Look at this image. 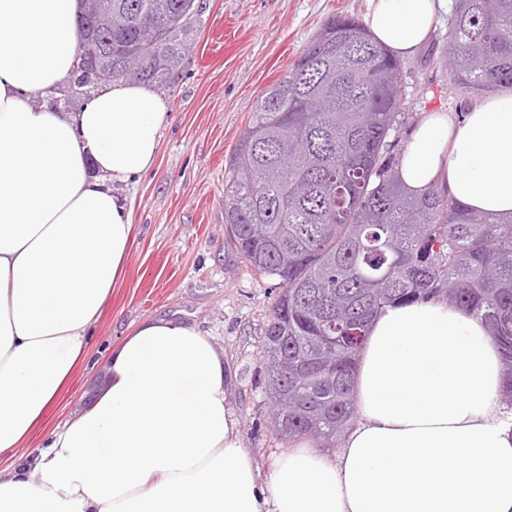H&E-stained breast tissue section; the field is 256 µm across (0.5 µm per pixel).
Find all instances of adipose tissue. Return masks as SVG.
Returning a JSON list of instances; mask_svg holds the SVG:
<instances>
[{
  "label": "adipose tissue",
  "mask_w": 512,
  "mask_h": 512,
  "mask_svg": "<svg viewBox=\"0 0 512 512\" xmlns=\"http://www.w3.org/2000/svg\"><path fill=\"white\" fill-rule=\"evenodd\" d=\"M365 24L407 58L448 0H370ZM77 0H0V512H512V412L486 325L436 297L385 307L334 456L301 439L261 476L196 325L143 322L112 349L93 402L19 449L84 360L129 252L118 184L155 165L167 104L121 80L79 112L30 99L69 79ZM404 185L512 216V92L422 113Z\"/></svg>",
  "instance_id": "adipose-tissue-1"
}]
</instances>
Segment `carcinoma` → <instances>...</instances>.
Returning a JSON list of instances; mask_svg holds the SVG:
<instances>
[{
	"label": "carcinoma",
	"instance_id": "1",
	"mask_svg": "<svg viewBox=\"0 0 512 512\" xmlns=\"http://www.w3.org/2000/svg\"><path fill=\"white\" fill-rule=\"evenodd\" d=\"M195 0H81L77 53L112 43V79L163 84L182 63ZM448 95L512 88V0H455ZM403 64L355 18L327 20L252 106L227 164V243L277 280L264 332L277 435L339 446L357 358L382 308L444 296L489 328L512 370V219L443 191L407 192L396 133Z\"/></svg>",
	"mask_w": 512,
	"mask_h": 512
}]
</instances>
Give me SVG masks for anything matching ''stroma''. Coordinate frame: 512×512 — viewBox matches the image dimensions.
Instances as JSON below:
<instances>
[{
  "mask_svg": "<svg viewBox=\"0 0 512 512\" xmlns=\"http://www.w3.org/2000/svg\"><path fill=\"white\" fill-rule=\"evenodd\" d=\"M187 25L188 51L159 94L168 105L156 164L123 193L136 226L109 304L80 362L44 424L23 449L88 405L106 358L141 322L170 317L193 323L224 355L228 394L243 440L262 473L288 440L273 431L264 405L261 347L274 301V279L252 271L224 239L227 162L255 100L290 68L331 16L364 18L369 0H197ZM448 11L416 53L405 59L402 101L408 111L398 144L421 113H462L467 100L448 95L442 62Z\"/></svg>",
  "mask_w": 512,
  "mask_h": 512,
  "instance_id": "1",
  "label": "stroma"
}]
</instances>
